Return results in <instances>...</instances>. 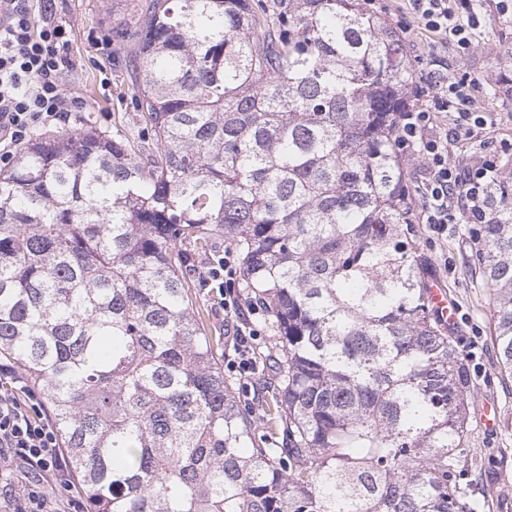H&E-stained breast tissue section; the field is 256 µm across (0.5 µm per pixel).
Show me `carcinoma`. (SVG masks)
<instances>
[{"mask_svg": "<svg viewBox=\"0 0 512 512\" xmlns=\"http://www.w3.org/2000/svg\"><path fill=\"white\" fill-rule=\"evenodd\" d=\"M135 107L0 170V355L91 512H479L473 379L429 296L398 113L413 70L367 0H150ZM467 224L512 380V173ZM240 256L269 344L244 410L184 276Z\"/></svg>", "mask_w": 512, "mask_h": 512, "instance_id": "cac0c4a2", "label": "carcinoma"}]
</instances>
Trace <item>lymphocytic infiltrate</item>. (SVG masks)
Wrapping results in <instances>:
<instances>
[{
	"instance_id": "obj_1",
	"label": "lymphocytic infiltrate",
	"mask_w": 512,
	"mask_h": 512,
	"mask_svg": "<svg viewBox=\"0 0 512 512\" xmlns=\"http://www.w3.org/2000/svg\"><path fill=\"white\" fill-rule=\"evenodd\" d=\"M410 22L435 35L441 48L466 56L483 24L478 0H407ZM54 0H44L40 15H33L29 0H0V163L10 164L19 146L46 127L68 121L80 111L76 96L68 94L63 77L72 61L70 30L56 19ZM425 103L400 118L408 151L424 160L423 223L437 227L488 221L487 196L498 157L484 152L479 162L458 170L448 160V139L471 140L482 136L494 120L475 99L478 82L427 73ZM452 131H445L444 121ZM216 306L238 313L246 301L240 291L238 256L233 248L214 251L198 271ZM254 322L233 328V359L227 369L246 380L256 369L257 342ZM23 465L28 484L6 495L12 512H50L53 476L64 474L67 459L52 420L39 396L11 366L0 367V466Z\"/></svg>"
}]
</instances>
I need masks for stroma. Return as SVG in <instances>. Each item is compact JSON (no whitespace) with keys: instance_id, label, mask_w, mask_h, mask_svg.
<instances>
[{"instance_id":"obj_1","label":"stroma","mask_w":512,"mask_h":512,"mask_svg":"<svg viewBox=\"0 0 512 512\" xmlns=\"http://www.w3.org/2000/svg\"><path fill=\"white\" fill-rule=\"evenodd\" d=\"M56 6L58 20L70 25L74 33L72 68L65 76V88L83 102L82 111L70 121L71 127L118 134L140 145L143 153L154 151V142L138 133L139 117L133 107L136 71L130 49L116 44L98 52L90 45L91 39L103 37L115 23L114 15L108 11V0H56ZM481 12L485 23L466 60L433 52L429 38L418 31L404 33L403 39L415 75L443 65L477 78V101L497 119L491 132L492 143H512V19L501 16L495 0H483ZM105 77L110 80L106 88L101 85ZM416 229L420 247L430 259L433 281L446 289L458 310L453 330L469 358L478 410L474 451L482 459L488 484L512 489V383L504 384L498 374L491 340L493 306L489 294L468 272L469 240L461 225H449L442 233L429 224H417ZM190 298L194 307L203 311L207 335L220 342L221 357H233L228 331L236 324V317L221 316L203 288L192 289ZM504 452L509 455L505 464L500 461Z\"/></svg>"}]
</instances>
